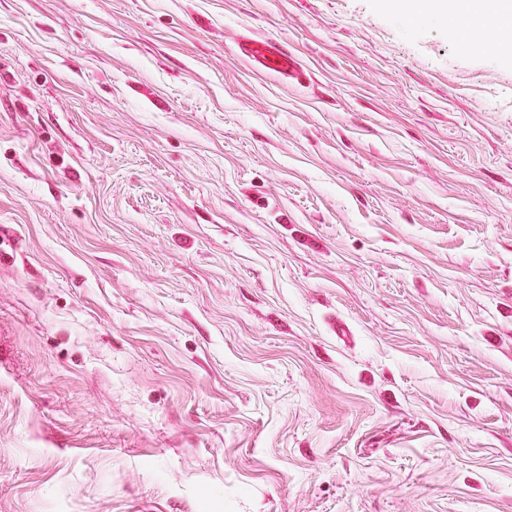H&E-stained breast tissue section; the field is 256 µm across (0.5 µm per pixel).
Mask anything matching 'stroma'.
Here are the masks:
<instances>
[{
  "label": "stroma",
  "instance_id": "obj_1",
  "mask_svg": "<svg viewBox=\"0 0 512 512\" xmlns=\"http://www.w3.org/2000/svg\"><path fill=\"white\" fill-rule=\"evenodd\" d=\"M0 512H512V21L0 0ZM242 49L243 54L258 61L265 69L276 70L284 75L296 77L298 69L292 58L274 40H252Z\"/></svg>",
  "mask_w": 512,
  "mask_h": 512
}]
</instances>
